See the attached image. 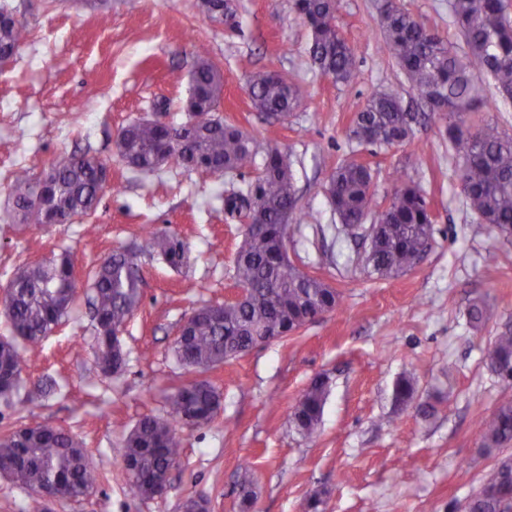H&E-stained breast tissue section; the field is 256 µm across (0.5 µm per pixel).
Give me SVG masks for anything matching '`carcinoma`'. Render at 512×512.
Segmentation results:
<instances>
[{
	"label": "carcinoma",
	"instance_id": "1",
	"mask_svg": "<svg viewBox=\"0 0 512 512\" xmlns=\"http://www.w3.org/2000/svg\"><path fill=\"white\" fill-rule=\"evenodd\" d=\"M204 14L237 28L231 0H201ZM337 0H294V9L309 27L312 63L336 83L350 84L358 72L356 53L336 24ZM379 26L389 55L420 97L437 109L468 105L448 124V139L458 163L457 182L465 203L478 220L500 236H512V135L498 124L472 114L490 108L480 94L486 84L494 95L512 99V18L504 0H451L454 23L465 49L455 50L435 31L407 13L399 0H379ZM29 32L18 24L8 5L0 4V58H13ZM183 100L194 131L183 146L177 128L152 119L131 122L115 138L118 156L130 167L151 170L174 162L206 173H252L244 187L224 197L227 219H248L234 256V278L247 289L236 303L207 304L185 319L184 336L175 340L176 361L203 372L237 358L258 343L284 339L336 309L339 296L323 280L309 275L282 255L292 224L307 219L298 206L291 154L267 147L257 162L258 145L248 130L227 124L215 115L223 73L205 53L197 55L187 75ZM249 94L254 107L286 118L301 101V91L278 71L252 74ZM417 115L403 111L400 98L389 90L371 94L356 112L351 137L360 144L394 146L415 136ZM103 163L86 154L62 153L49 160L39 175L22 169L13 175L10 190L20 219L36 226L56 215L60 223L95 213L102 198ZM327 196L344 230L352 232L363 218L376 225L373 249L367 256L370 273L395 279L411 270L430 247L435 216L424 191L402 180L383 209L374 202L371 168L353 159L341 163L329 177ZM151 251L168 265L187 262L186 244L174 233L154 232ZM138 253L117 248L105 256L91 275L89 300L96 330V363L106 374L125 364L116 334L142 303ZM75 261L64 249L49 259L21 268L4 289V316L11 335L0 338V399L10 404L24 382L22 355L34 352L61 323L76 294ZM489 367L512 381V330L496 336L486 352ZM328 383L317 378L301 393L292 423L312 440L319 426ZM221 392L206 379H195L167 397L168 418L142 417L121 443L127 477L136 478V494L154 499L164 488L169 469L180 457L176 426L200 427L218 415ZM483 445L494 448L512 442V401L478 424ZM13 471V481L34 492L28 512H43L42 492L63 499L86 495L100 480L82 443L53 424H19L0 428V470ZM512 478V458L500 461L484 478V496L474 498L469 512H499L492 491Z\"/></svg>",
	"mask_w": 512,
	"mask_h": 512
}]
</instances>
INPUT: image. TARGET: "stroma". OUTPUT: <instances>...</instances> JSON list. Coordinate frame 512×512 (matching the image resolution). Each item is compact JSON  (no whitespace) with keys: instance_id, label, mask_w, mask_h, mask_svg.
<instances>
[{"instance_id":"1","label":"stroma","mask_w":512,"mask_h":512,"mask_svg":"<svg viewBox=\"0 0 512 512\" xmlns=\"http://www.w3.org/2000/svg\"><path fill=\"white\" fill-rule=\"evenodd\" d=\"M237 29L208 20L201 0H8L28 31L12 61L0 67V287L19 267L68 249L79 272L78 297L24 376L48 378L49 397L20 389L0 404V425L16 419L68 428L83 441L102 481L79 499H60L50 512H181L190 496L210 512H242L238 480L249 471L257 497L249 512H306L320 494L322 512H466V504L512 445L484 448L477 424L512 401V383L493 372L486 351L512 328V239L480 223L456 188V160L447 121L428 110L384 46L374 0H339L336 23L354 48L352 84L321 74L307 53L309 30L293 0H234ZM417 21L456 49L464 41L450 0H400ZM220 63L224 91L218 114L246 128L260 147L294 155L299 205L308 223L291 229L288 253L302 270L340 295L337 309L303 328L204 372L222 393L210 424L180 428V459L163 497H136L121 465V438L146 415L166 414V397L194 372L172 347L192 309L232 292L239 221L224 217V192L243 185L165 164L150 172L128 167L115 134L134 120L177 109L186 92L175 75L198 53ZM275 69L303 98L287 119L258 112L249 97L254 72ZM397 93L422 113L414 139L395 147L349 138L355 112L377 90ZM60 152L105 163L110 180L85 235L81 223L32 227L15 223L9 196L13 173L40 171ZM361 157L374 174V199L385 205L398 174L423 189L435 216L431 247L395 280L365 269L364 232L350 236L325 195V181L343 161ZM171 230L188 244L175 270L146 250L153 231ZM139 250L143 301L120 337L125 366L114 375L95 362L96 331L84 273L118 247ZM484 302L473 327L468 307ZM329 380L321 431L303 439L291 423L300 393ZM414 397L396 402L401 378Z\"/></svg>"}]
</instances>
